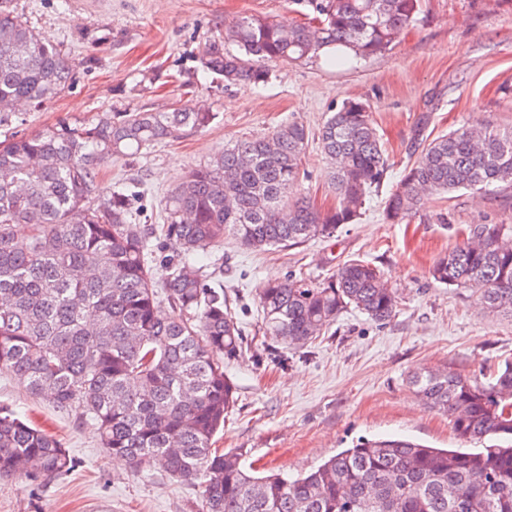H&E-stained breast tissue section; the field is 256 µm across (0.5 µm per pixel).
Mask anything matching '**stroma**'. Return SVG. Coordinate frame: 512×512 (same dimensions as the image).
I'll return each instance as SVG.
<instances>
[{
	"label": "stroma",
	"mask_w": 512,
	"mask_h": 512,
	"mask_svg": "<svg viewBox=\"0 0 512 512\" xmlns=\"http://www.w3.org/2000/svg\"><path fill=\"white\" fill-rule=\"evenodd\" d=\"M14 7L75 67L69 89L51 102L19 103L11 122L0 125V142L105 114L215 112L206 128L100 169L103 187L135 186L134 207L144 224L163 223L165 196L214 152L289 121L310 133L302 156L306 176L295 195L333 208V165L317 133L351 98L369 107L392 182L438 136L475 122L512 128V0H421L419 21L380 54L343 67L321 56L274 63L266 84L230 86L203 67V48L242 16L305 22L294 0H14ZM383 198L369 194L359 218L330 238L248 250L228 237L212 254L197 256L223 283L244 337L241 352L224 360L237 404L215 437L217 448L292 477L362 439L402 436L436 448L464 447L447 416L419 399L409 377L446 368L488 378L512 360V319L488 316L472 289L435 282L429 269L462 244L471 225H512V190L433 195L401 224L384 221ZM440 211L447 223L434 221ZM351 260L383 272L400 297L396 316L381 325L349 310L307 347L282 346L269 355L273 340L260 329L263 284L292 273L319 281ZM3 403L59 436L75 466L49 483L0 478V512H201L200 482L171 479L157 468L131 472L101 447L90 417L58 411L0 371Z\"/></svg>",
	"instance_id": "35a3bbf8"
}]
</instances>
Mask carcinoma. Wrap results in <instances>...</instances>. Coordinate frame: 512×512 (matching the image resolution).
Masks as SVG:
<instances>
[{"label":"carcinoma","mask_w":512,"mask_h":512,"mask_svg":"<svg viewBox=\"0 0 512 512\" xmlns=\"http://www.w3.org/2000/svg\"><path fill=\"white\" fill-rule=\"evenodd\" d=\"M313 23L291 27L244 16L211 41L204 67L228 83L264 84L268 64L321 52L385 51L418 21L419 0H299ZM233 43L238 53L224 51ZM74 63L0 0V124L12 104L38 106L71 85ZM214 112L175 109L62 123L0 143V370L19 376L53 407L90 416L103 448L140 471L202 479V512H512V361L486 382L431 369L409 378L414 392L448 416L469 451L408 438L363 439L306 475L255 476L241 454L214 438L235 405L224 357L242 330L224 290L207 287L190 257L233 236L240 246L291 247L353 223L387 180L388 160L365 103L347 100L318 141L334 164L336 207L292 195L307 128L286 122L242 138L189 171L171 190L163 224H137L126 191L98 189V168L151 144L202 128ZM512 187V131L463 126L433 139L387 190L383 217L400 224L431 193ZM172 246L160 260L154 250ZM435 281L472 288L485 312L512 317V226L476 224L438 258ZM167 302L171 312L158 311ZM266 333L303 347L348 309L384 324L399 298L371 264L354 260L314 283L290 275L259 292ZM73 468L57 436L0 405V476L45 482Z\"/></svg>","instance_id":"cac0c4a2"}]
</instances>
